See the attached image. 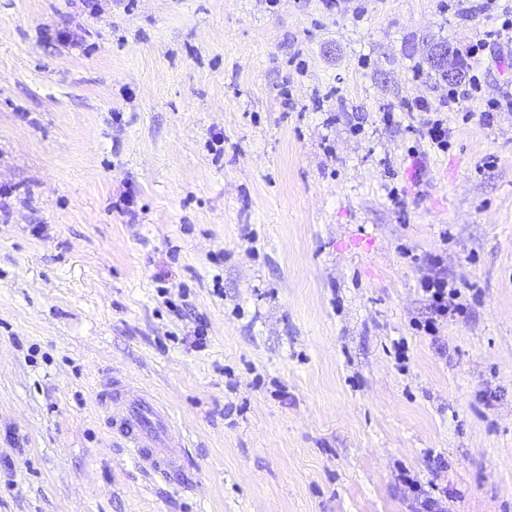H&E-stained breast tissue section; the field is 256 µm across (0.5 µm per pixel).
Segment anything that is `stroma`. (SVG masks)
<instances>
[{
    "label": "stroma",
    "instance_id": "35a3bbf8",
    "mask_svg": "<svg viewBox=\"0 0 512 512\" xmlns=\"http://www.w3.org/2000/svg\"><path fill=\"white\" fill-rule=\"evenodd\" d=\"M93 2L0 0V512H416L432 451L448 512H512V46L466 53L512 0ZM110 377L167 404L169 478ZM452 54H453V48L452 47H449L448 45H444V44H438L436 46H434L431 50V58L433 59V61L438 64V65H442V66H448V72H447V78L448 80H455L458 76V72L462 78V69L461 67L457 64L455 58L452 59V65L454 67H456V70L452 69L451 66L448 65V60H450L452 58ZM429 60V64L431 66V69L435 70L437 73H439V75L444 79V80H447L445 79L444 77V73L441 69V67H438V66H435L431 60L428 58ZM447 80V81H448ZM428 273L422 278V291L430 311L424 323L417 325V330L426 335L435 336L438 329L437 322L448 320L465 313L466 307L457 302L461 296L458 288L450 285L448 272L445 271L438 255H431L428 259ZM115 401L123 407L118 416L112 415V392L100 399V406L109 414V426L126 442V448L136 456L147 472L166 477L180 468L183 446L169 438V415L147 391L114 381Z\"/></svg>",
    "mask_w": 512,
    "mask_h": 512
}]
</instances>
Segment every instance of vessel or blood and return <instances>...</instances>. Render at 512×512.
<instances>
[{"mask_svg": "<svg viewBox=\"0 0 512 512\" xmlns=\"http://www.w3.org/2000/svg\"><path fill=\"white\" fill-rule=\"evenodd\" d=\"M120 403V415H111L109 426L125 440L139 465L154 475L164 477L180 468L181 444L169 438V415L147 391L127 384H117L113 397L101 399L100 405L110 411Z\"/></svg>", "mask_w": 512, "mask_h": 512, "instance_id": "obj_1", "label": "vessel or blood"}]
</instances>
